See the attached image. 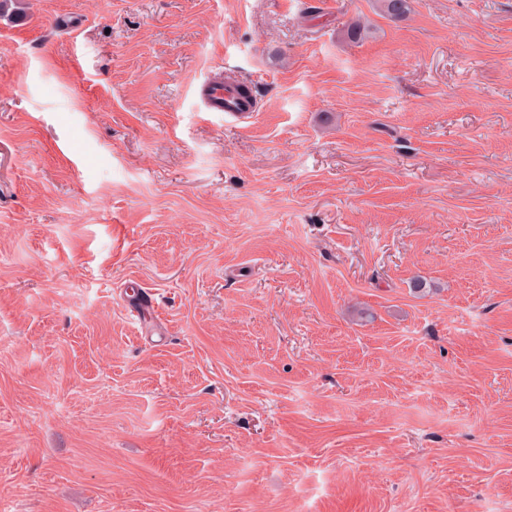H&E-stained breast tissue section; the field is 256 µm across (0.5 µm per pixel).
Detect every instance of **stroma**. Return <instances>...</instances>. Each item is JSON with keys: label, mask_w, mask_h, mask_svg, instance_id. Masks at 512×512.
<instances>
[{"label": "stroma", "mask_w": 512, "mask_h": 512, "mask_svg": "<svg viewBox=\"0 0 512 512\" xmlns=\"http://www.w3.org/2000/svg\"><path fill=\"white\" fill-rule=\"evenodd\" d=\"M28 2L8 512H512V0ZM227 73L248 120L199 101Z\"/></svg>", "instance_id": "35a3bbf8"}]
</instances>
